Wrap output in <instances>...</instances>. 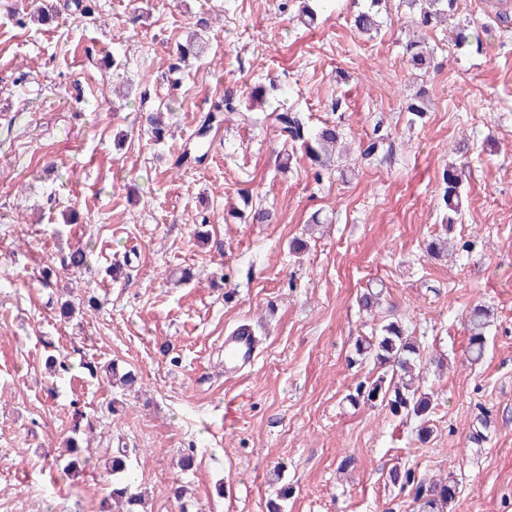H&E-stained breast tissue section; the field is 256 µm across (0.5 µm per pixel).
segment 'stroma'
<instances>
[{
	"label": "stroma",
	"mask_w": 512,
	"mask_h": 512,
	"mask_svg": "<svg viewBox=\"0 0 512 512\" xmlns=\"http://www.w3.org/2000/svg\"><path fill=\"white\" fill-rule=\"evenodd\" d=\"M279 3L100 0L94 20L66 8L46 28L13 21L31 0H0V512H110L116 448L147 512H267L283 486V512H415L394 469L454 477L452 512H512V23L500 25L497 0H459L481 48L427 31L418 77L400 0H386L369 35L351 17L370 0H310L311 26ZM202 14L203 57L171 75L170 52ZM104 53L119 68L97 65ZM256 84L264 109L341 125L354 147L380 124L391 146L319 181L308 163L281 165L272 125L231 120L211 130L202 163L175 167L225 88ZM421 86L428 110L415 119L406 106ZM156 112L159 143L145 123ZM462 140L465 208L452 255L434 259L439 178ZM260 208L271 223H253ZM295 237L307 243L297 257ZM79 247L88 268H62ZM370 285L384 304L369 316L357 299ZM66 300L75 313L62 321ZM477 304L492 318L474 364L464 320ZM392 317L424 358L444 361L425 375L435 409L424 445L416 421L348 401L380 373L352 362L356 339ZM244 323L258 362L228 378L224 336ZM50 347L66 377L46 370ZM111 362L137 375L134 390L112 387ZM78 410L94 430L73 477L65 442Z\"/></svg>",
	"instance_id": "1"
}]
</instances>
